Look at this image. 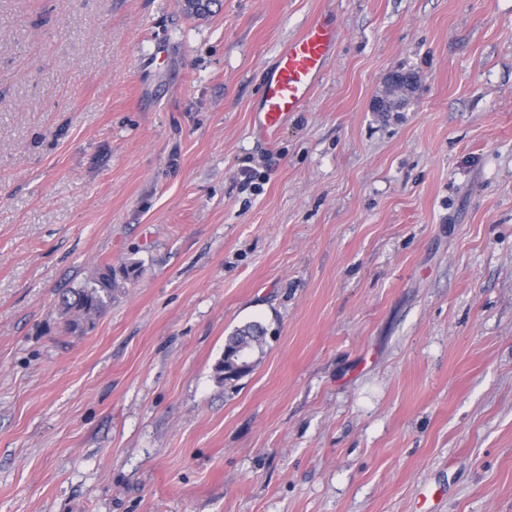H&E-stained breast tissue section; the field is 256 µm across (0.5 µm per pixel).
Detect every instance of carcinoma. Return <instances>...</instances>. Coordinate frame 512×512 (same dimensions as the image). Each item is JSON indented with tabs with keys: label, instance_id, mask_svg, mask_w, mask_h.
<instances>
[{
	"label": "carcinoma",
	"instance_id": "cac0c4a2",
	"mask_svg": "<svg viewBox=\"0 0 512 512\" xmlns=\"http://www.w3.org/2000/svg\"><path fill=\"white\" fill-rule=\"evenodd\" d=\"M213 0H185L184 11L189 16H204L210 12ZM138 276V268L134 265L115 269L110 264L99 268L89 283L69 294L62 296L61 307L64 313L71 314L68 324L72 331H82L91 323L93 316L103 310L112 301V293L119 280H129ZM265 341L264 329L259 324H249L229 337L228 343L238 345L247 343L262 346Z\"/></svg>",
	"mask_w": 512,
	"mask_h": 512
}]
</instances>
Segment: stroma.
<instances>
[{"label": "stroma", "mask_w": 512, "mask_h": 512, "mask_svg": "<svg viewBox=\"0 0 512 512\" xmlns=\"http://www.w3.org/2000/svg\"><path fill=\"white\" fill-rule=\"evenodd\" d=\"M0 512H512V0H0ZM336 26L325 17L308 21L300 32L278 49L272 67L261 79L262 94L253 110L252 128L272 147L277 133L312 98L320 76L333 57ZM419 89L414 77L391 73L385 77L379 94L373 101L375 112H397L406 101L415 98ZM138 268L134 265L124 266L117 271L112 264H104L83 288L72 290L61 298L64 313H70L68 324L72 331H83L87 324L92 323L93 316L103 310L112 301V293L118 286L119 279L131 280L138 276ZM248 335V336H247ZM264 329L260 324H249L241 329L235 330V332L229 337V345H239L240 343H247L253 346L262 348V342L264 343Z\"/></svg>", "instance_id": "1"}]
</instances>
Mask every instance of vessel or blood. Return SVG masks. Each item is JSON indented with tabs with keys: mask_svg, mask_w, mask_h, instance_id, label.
Listing matches in <instances>:
<instances>
[{
	"mask_svg": "<svg viewBox=\"0 0 512 512\" xmlns=\"http://www.w3.org/2000/svg\"><path fill=\"white\" fill-rule=\"evenodd\" d=\"M336 39V26L316 17L279 47L273 66L262 74L260 102L252 114V128L266 145H274L279 130L310 101Z\"/></svg>",
	"mask_w": 512,
	"mask_h": 512,
	"instance_id": "obj_1",
	"label": "vessel or blood"
}]
</instances>
